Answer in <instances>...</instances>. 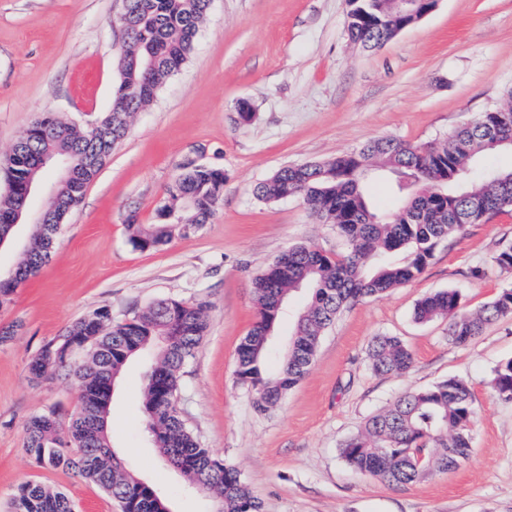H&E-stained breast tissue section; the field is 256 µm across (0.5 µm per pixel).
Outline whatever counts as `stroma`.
Here are the masks:
<instances>
[{
	"mask_svg": "<svg viewBox=\"0 0 512 512\" xmlns=\"http://www.w3.org/2000/svg\"><path fill=\"white\" fill-rule=\"evenodd\" d=\"M122 0H0V161L42 112L80 125L108 112L121 81ZM346 0H211L194 51L137 112L123 143L66 219L51 258L0 310V512L17 487L64 491L75 512H120L95 484L39 466L23 425L74 412L73 378L35 383L30 358L70 322L107 305L122 319L154 300L208 304L209 333L185 366L176 405L203 447L234 466L263 512H512V401L495 397L496 369L512 359V318L471 344L448 341V322H416L427 293L452 289L473 311L512 283L494 255L512 244V213L466 225L441 243L413 282L345 310L320 340L304 379L258 413L236 382V348L256 318L252 278L281 252L343 244L300 199L263 202L257 184L279 168L327 160L384 136L442 142L479 113L512 104V0H437L381 48L346 31ZM248 102L251 121L240 120ZM223 167L224 202L196 232L164 249L134 248L129 215L155 222L165 187L188 161ZM396 336L412 350L403 375L372 372L368 347ZM152 358L133 359L115 383L114 449L173 512H212L186 491L147 438L142 388ZM473 391V451L458 467L393 487L349 468L340 446L400 396L448 378Z\"/></svg>",
	"mask_w": 512,
	"mask_h": 512,
	"instance_id": "1",
	"label": "stroma"
}]
</instances>
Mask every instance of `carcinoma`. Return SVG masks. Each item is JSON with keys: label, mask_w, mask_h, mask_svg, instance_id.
<instances>
[{"label": "carcinoma", "mask_w": 512, "mask_h": 512, "mask_svg": "<svg viewBox=\"0 0 512 512\" xmlns=\"http://www.w3.org/2000/svg\"><path fill=\"white\" fill-rule=\"evenodd\" d=\"M210 3L127 0L120 26L130 51L119 58L121 81L110 111L86 130L57 113H42L0 164L10 184L0 195L1 230L22 206L28 178L46 173L38 170L45 156L63 153L74 168V178L59 183L46 223L29 226L27 251L15 277L0 285V309L49 259L61 224L124 141L133 114L149 105L164 80L186 62ZM350 10L348 36L365 50L382 46L413 21L392 10L386 0H370L364 16L353 6ZM490 129L512 135V111L483 112L440 146L379 138L325 161L283 166L256 186V197L265 202L302 199L346 244L333 255L308 244L292 246L287 261L275 260L255 276L257 318L237 346L236 376L253 392L258 411L275 406L304 378L320 337L342 311L415 280L437 245L465 225L512 211V169L487 170L479 176L472 171L485 156L512 147L488 135ZM377 173L388 176L401 195V206L392 213L375 210L364 191ZM226 182L221 168L184 167L166 187L156 223L138 224L130 218V242L142 251L158 250L208 223L223 201ZM301 290L308 294V303L296 313L280 362L271 369L269 340L286 317L290 295ZM206 308L204 301L167 299L115 320L100 306L67 325L30 359L28 370L37 383L74 376L82 412L68 419L56 411L31 417L24 425L26 452L43 467L67 469L92 481L121 512H171L169 500L125 465L108 429V378L118 377L135 354L154 347L157 360L147 372L142 404L152 445L194 491L213 498L219 512H262L238 470L202 447L176 408L182 371L208 331ZM506 317H512L511 285L477 311L462 309L453 290L431 293L414 308L418 322L448 320V341L459 346L472 342L487 323ZM74 346L85 349L81 363L66 355ZM368 358L377 375L404 374L414 362L410 348L396 336L376 337ZM493 389L499 398L512 400V360L496 370ZM473 417L469 383L450 378L409 392L369 417L360 433L344 441L340 455L360 473L391 486H408L429 471H448L469 458ZM12 512H74V506L58 489L26 482L13 496Z\"/></svg>", "instance_id": "carcinoma-1"}]
</instances>
